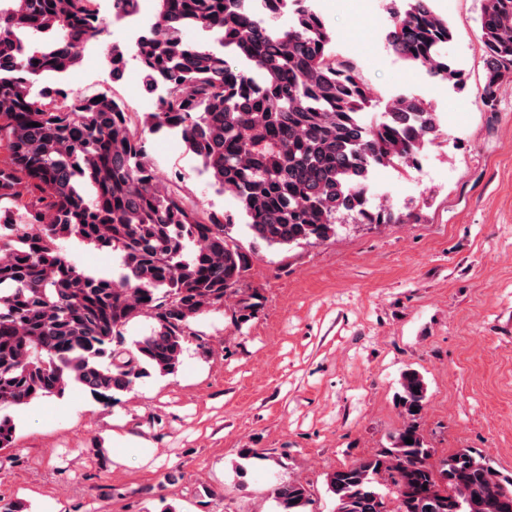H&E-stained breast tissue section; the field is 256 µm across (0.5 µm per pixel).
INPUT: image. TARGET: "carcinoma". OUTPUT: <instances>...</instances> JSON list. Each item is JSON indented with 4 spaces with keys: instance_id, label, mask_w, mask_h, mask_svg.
Wrapping results in <instances>:
<instances>
[{
    "instance_id": "1",
    "label": "carcinoma",
    "mask_w": 512,
    "mask_h": 512,
    "mask_svg": "<svg viewBox=\"0 0 512 512\" xmlns=\"http://www.w3.org/2000/svg\"><path fill=\"white\" fill-rule=\"evenodd\" d=\"M8 2L0 8V202L21 214L0 225V408L72 383L110 399L152 371L174 373L204 311L234 297L246 321L259 306L257 293L239 294L252 254L224 215L157 176L147 130H178L269 246L325 242L344 215L403 222L371 207L369 180L377 167L417 163L438 136L435 113L400 98L368 120L359 66L336 60L325 19L305 0H291L293 24L283 30L245 12L243 0H157L155 29L129 49L105 45L112 80L130 56L147 90L167 87L159 111L138 124L107 92L101 101L55 84L33 92L72 69L83 43L103 40L108 22L96 0ZM192 27L218 34L220 48L185 40ZM480 27L481 94L492 103L512 81V0H481ZM452 39L431 0H408L386 36L397 56L459 85L462 72L444 53ZM69 239L116 253L118 277L80 269L63 252ZM144 314L154 326L126 347L125 326ZM399 385L406 421L391 447L327 474L335 512H387L384 482L395 489L393 512H512V478L479 452L432 461L417 427L427 383L408 368ZM15 435L11 417L0 416V448ZM273 498L276 512H309L300 482L278 483Z\"/></svg>"
}]
</instances>
